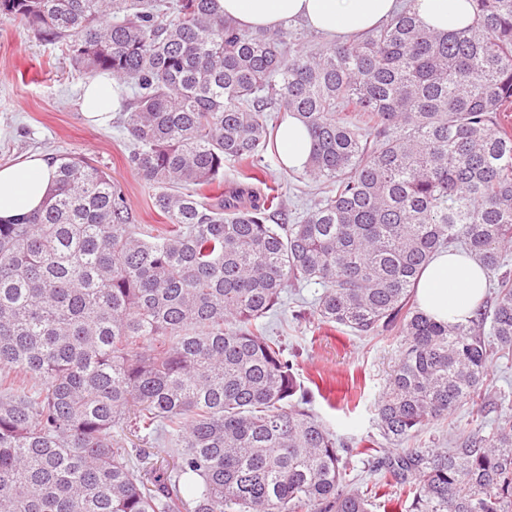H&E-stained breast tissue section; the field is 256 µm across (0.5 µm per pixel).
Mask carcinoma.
<instances>
[{"label": "carcinoma", "mask_w": 512, "mask_h": 512, "mask_svg": "<svg viewBox=\"0 0 512 512\" xmlns=\"http://www.w3.org/2000/svg\"><path fill=\"white\" fill-rule=\"evenodd\" d=\"M415 2L309 48L219 0H0L77 70L129 85V162L166 219L135 223L112 176L70 155L40 210L0 223V512H370L267 335L296 285L323 288L325 324L402 334L377 408L389 444L481 395L512 352V0H469L447 31ZM273 112L306 126L303 175L324 189L295 224L273 191L201 194L227 162L257 180L277 159ZM458 247L497 278L495 303L437 322L417 279ZM127 429L172 466H143ZM379 466L409 512H512V418Z\"/></svg>", "instance_id": "cac0c4a2"}]
</instances>
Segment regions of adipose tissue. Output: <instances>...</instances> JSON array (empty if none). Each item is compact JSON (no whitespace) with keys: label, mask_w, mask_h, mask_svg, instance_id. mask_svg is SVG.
<instances>
[{"label":"adipose tissue","mask_w":512,"mask_h":512,"mask_svg":"<svg viewBox=\"0 0 512 512\" xmlns=\"http://www.w3.org/2000/svg\"><path fill=\"white\" fill-rule=\"evenodd\" d=\"M226 18L250 30L274 31L299 21L331 40L342 42L388 19L397 0H219ZM416 11L427 25L456 29L470 21L469 0H416ZM122 89L107 73L83 87L81 110L89 122L102 126L118 109ZM277 149L288 168L305 169L311 137L303 123L291 117L277 133ZM55 170L37 155L0 165V222L37 211L54 188ZM486 276L472 255L454 250L435 253L417 283L420 306L442 322L468 320L485 296Z\"/></svg>","instance_id":"1"}]
</instances>
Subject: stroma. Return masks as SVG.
I'll return each mask as SVG.
<instances>
[{
	"mask_svg": "<svg viewBox=\"0 0 512 512\" xmlns=\"http://www.w3.org/2000/svg\"><path fill=\"white\" fill-rule=\"evenodd\" d=\"M86 75L76 71L59 46L43 41L17 21L0 17V164L21 161L30 153L42 157L82 155L112 176L123 189L137 223L160 224L153 191L128 163L132 148L126 131L128 108H120L109 127L91 125L79 109ZM267 185L278 186L296 223L313 206L314 186L298 173L269 164ZM318 286L288 289L269 335L284 339L298 355L297 380L307 390L308 410L349 448L350 477L359 486L382 482L383 493L371 512H387L386 495L398 492L395 477L374 470L367 451L385 447L377 403L399 358L401 338L392 333L360 337L347 329L320 323L313 314ZM305 319H296V311ZM512 416V354L497 355L489 383L477 402L459 407L447 419L431 424L411 448L450 447L452 441L480 430L491 434Z\"/></svg>",
	"mask_w": 512,
	"mask_h": 512,
	"instance_id": "1",
	"label": "stroma"
}]
</instances>
